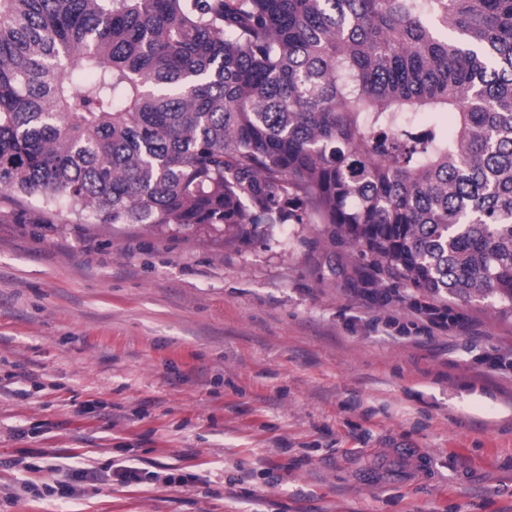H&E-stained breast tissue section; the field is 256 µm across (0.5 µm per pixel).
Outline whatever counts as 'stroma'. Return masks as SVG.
Returning <instances> with one entry per match:
<instances>
[{
	"label": "stroma",
	"instance_id": "35a3bbf8",
	"mask_svg": "<svg viewBox=\"0 0 512 512\" xmlns=\"http://www.w3.org/2000/svg\"><path fill=\"white\" fill-rule=\"evenodd\" d=\"M39 205L0 214V512H512L496 300L322 224L245 244Z\"/></svg>",
	"mask_w": 512,
	"mask_h": 512
}]
</instances>
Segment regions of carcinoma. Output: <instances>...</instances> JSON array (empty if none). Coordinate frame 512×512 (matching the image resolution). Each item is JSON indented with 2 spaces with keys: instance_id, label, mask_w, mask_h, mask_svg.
Returning <instances> with one entry per match:
<instances>
[{
  "instance_id": "1",
  "label": "carcinoma",
  "mask_w": 512,
  "mask_h": 512,
  "mask_svg": "<svg viewBox=\"0 0 512 512\" xmlns=\"http://www.w3.org/2000/svg\"><path fill=\"white\" fill-rule=\"evenodd\" d=\"M0 194L286 224L512 313V0H0Z\"/></svg>"
}]
</instances>
